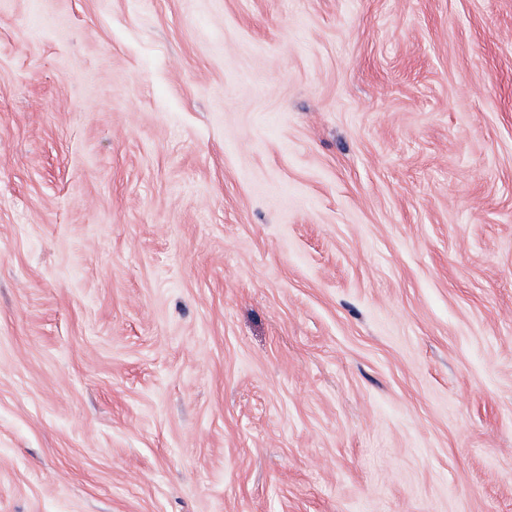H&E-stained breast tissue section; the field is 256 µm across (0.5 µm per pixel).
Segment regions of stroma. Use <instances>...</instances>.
<instances>
[{
  "instance_id": "obj_1",
  "label": "stroma",
  "mask_w": 512,
  "mask_h": 512,
  "mask_svg": "<svg viewBox=\"0 0 512 512\" xmlns=\"http://www.w3.org/2000/svg\"><path fill=\"white\" fill-rule=\"evenodd\" d=\"M0 512H512V0H0Z\"/></svg>"
}]
</instances>
